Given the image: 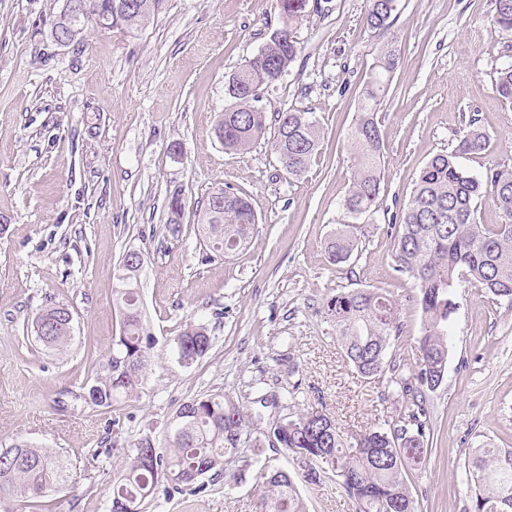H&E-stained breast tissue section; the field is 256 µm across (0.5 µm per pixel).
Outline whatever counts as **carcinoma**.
Wrapping results in <instances>:
<instances>
[{"label": "carcinoma", "instance_id": "obj_1", "mask_svg": "<svg viewBox=\"0 0 512 512\" xmlns=\"http://www.w3.org/2000/svg\"><path fill=\"white\" fill-rule=\"evenodd\" d=\"M107 25L135 30L158 11L163 0H140L138 11L114 15V0H89ZM288 29L285 42L268 39L264 47L228 79L232 104L215 125L223 134L224 150L244 152L267 132L266 113L256 107L262 91L277 81L298 54L295 25L309 12L310 0H276ZM397 0H369L367 24L375 30L390 27ZM493 25L512 30V0H495ZM400 57L389 42L376 58L363 87L361 104L351 130L357 152L356 171L345 210L352 218L374 214L379 208L382 134L375 111L390 88ZM495 91L512 104V65L497 71ZM274 148L290 175L307 170L319 143V130L306 112L289 110L275 118ZM481 132L464 135L456 148L434 156L420 171L415 187L399 215L394 230L393 261L396 271L411 276L417 285V304L423 332L411 347V358L399 359L390 349L402 338L396 299L386 289L341 290L327 305L328 316L345 356L365 378L385 381L387 393L401 401L396 418L358 434L352 446L331 419L311 412L284 418L271 426L284 438L283 448L298 457L328 466L336 482L358 512H417L411 495L413 471L428 454L430 412L425 392L444 381L448 362V320L455 309V289L468 282L497 298L512 300V167L496 165L474 175L458 161L463 154L486 149ZM224 205L210 193L199 216L206 247L227 257L242 249L252 237L258 218L249 200L229 189ZM490 199L502 215L500 224L477 221V203ZM333 263L348 261L355 249L350 232L327 242ZM139 270L122 259L116 270V301L122 314L120 334L112 340L107 361L90 379L86 390L91 405L110 407L138 395L150 365V337L144 335L138 284ZM63 305L39 313L33 325L36 339L46 348L63 351L72 330L58 316ZM211 347L206 327L189 323L173 339L177 360L190 365ZM179 435L169 437L168 450L145 455L150 445L143 438L125 455L122 473L112 487V512L123 505L138 506L155 493L159 477L177 486H190L200 477L238 459L239 440L262 448L267 433L246 425L239 406L215 393L195 397L180 406ZM67 465L51 452L26 441L0 448V489H12L28 500L44 497L47 489L67 482ZM267 493L262 512H305L291 475L261 466ZM467 481L472 492V512H512V448H477L468 461Z\"/></svg>", "mask_w": 512, "mask_h": 512}]
</instances>
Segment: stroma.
Listing matches in <instances>:
<instances>
[{
	"instance_id": "1",
	"label": "stroma",
	"mask_w": 512,
	"mask_h": 512,
	"mask_svg": "<svg viewBox=\"0 0 512 512\" xmlns=\"http://www.w3.org/2000/svg\"><path fill=\"white\" fill-rule=\"evenodd\" d=\"M63 0H0V447L25 440L61 455L70 478L34 503L0 498V512H109L125 453L143 437L166 446L179 406L223 394L246 423L320 411L358 432L400 411L376 379L350 364L327 319L337 292L384 288L400 302L405 356L422 332L413 278L393 268L388 227L421 169L454 149L469 127L488 150L461 157L474 174L512 165V104L494 77L512 64V31L493 27L495 0H399L387 31L366 24L369 0H326L295 30L298 54L268 86L267 113H310L320 130L307 169L289 175L272 136L225 151L216 121L226 85L281 25L276 0H163L139 30L88 29L59 47L48 38ZM395 42L400 65L376 110L383 134L380 206L351 221L343 207L356 165L349 141L363 82ZM245 195L257 217L229 257L204 245L196 216L209 192ZM183 194L180 223L167 203ZM355 223L358 250L332 263L327 240ZM146 254L144 324L154 340L138 397L84 404L122 315L113 271L127 251ZM448 368L428 395L433 441L411 485L417 512H471L472 449L512 448V301L456 291ZM52 305L73 313V341L58 353L36 342L33 318ZM206 326L210 351L178 363L172 339ZM278 396L255 404L256 392ZM292 400H283L285 392ZM251 451L175 490L160 482L141 512H259L265 490ZM262 461L293 477L305 512H356L334 477L305 478L295 456L264 446Z\"/></svg>"
}]
</instances>
